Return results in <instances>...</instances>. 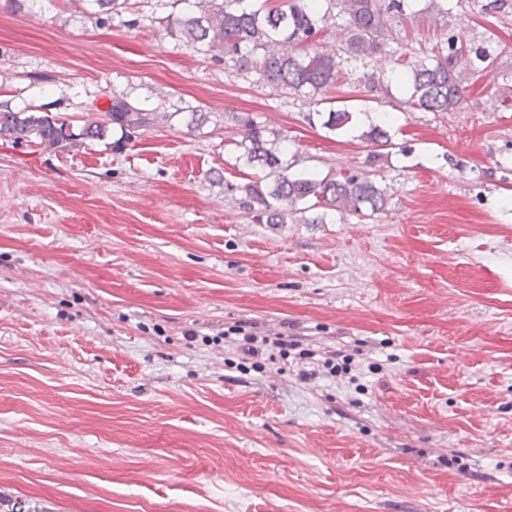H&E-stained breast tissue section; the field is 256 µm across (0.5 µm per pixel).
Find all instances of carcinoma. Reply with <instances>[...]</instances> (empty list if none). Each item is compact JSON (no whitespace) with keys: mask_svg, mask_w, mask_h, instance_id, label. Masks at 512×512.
<instances>
[{"mask_svg":"<svg viewBox=\"0 0 512 512\" xmlns=\"http://www.w3.org/2000/svg\"><path fill=\"white\" fill-rule=\"evenodd\" d=\"M95 14H119L132 9L128 0H88ZM183 13L167 19L166 34L186 41L195 52L223 61L240 73H254L272 88L292 96L328 100L346 79L345 64L360 60L371 65L363 73L360 93L367 99L396 85L414 111L461 112L464 109L463 65L472 77L496 70L499 54L488 49L497 35L482 33L484 45L461 52L453 33L432 52L407 56L402 52L400 27L415 17L411 0H179ZM485 15L512 11V0H481ZM345 17L346 36L334 48L317 40L329 21ZM322 127L350 133L354 113L346 109L316 111ZM155 113L139 107L126 96L112 97L104 116L89 112L80 133L71 122L48 110L25 107L14 110L0 103V138L16 144L57 145L80 137L104 138L109 125L122 136L153 124ZM244 136L236 143L239 158L259 170L260 176L243 187V206L267 224H285L288 216L301 214L304 224H322L325 211L366 217L387 204V190L362 173L320 176L315 171L295 170L288 161V137L252 117L242 119ZM361 137L385 146L389 132L385 122H370ZM322 208L324 212L305 216Z\"/></svg>","mask_w":512,"mask_h":512,"instance_id":"obj_1","label":"carcinoma"}]
</instances>
